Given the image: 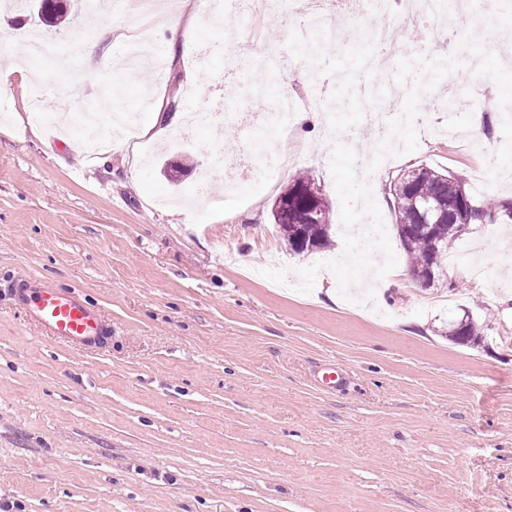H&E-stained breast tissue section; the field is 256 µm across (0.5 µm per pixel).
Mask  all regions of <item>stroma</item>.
Masks as SVG:
<instances>
[{"label": "stroma", "mask_w": 512, "mask_h": 512, "mask_svg": "<svg viewBox=\"0 0 512 512\" xmlns=\"http://www.w3.org/2000/svg\"><path fill=\"white\" fill-rule=\"evenodd\" d=\"M90 3L35 66L46 111L94 114L110 150H91L80 123L35 121L21 91L0 96V512H512V224L473 225L454 246L488 239L493 279L449 268L423 288L393 273L407 259L385 194L423 164L475 197H512L473 176L512 170V63L499 56L512 12L480 34L460 18L435 68L407 53L386 71L366 67L374 19L349 0L360 33L332 63L369 90L336 114L353 135L327 138L311 94L269 143L279 165L202 198V178L223 176L212 156L247 145L242 115L277 111L280 72L247 53L238 79L266 93L226 92L223 126L173 141L180 118L215 108L233 18L216 26L207 0H179L203 29L175 42L147 0ZM35 17L13 8L0 21V60L44 34ZM145 31L135 69L100 66ZM416 66L429 90L401 108L424 123L396 127L388 164L359 114L390 105L391 79ZM475 68L484 110H446L442 88L469 86ZM476 120L492 128L478 143ZM449 125L458 139L440 136ZM302 171L330 203L333 244L296 255L271 208ZM367 207L384 236L362 247L351 230ZM28 277L74 291L111 334L88 350L47 336L11 295ZM466 311L485 334L460 346L448 320Z\"/></svg>", "instance_id": "obj_1"}]
</instances>
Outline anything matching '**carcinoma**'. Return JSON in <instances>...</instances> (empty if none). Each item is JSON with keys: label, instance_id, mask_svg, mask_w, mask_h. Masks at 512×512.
I'll return each mask as SVG.
<instances>
[{"label": "carcinoma", "instance_id": "1", "mask_svg": "<svg viewBox=\"0 0 512 512\" xmlns=\"http://www.w3.org/2000/svg\"><path fill=\"white\" fill-rule=\"evenodd\" d=\"M314 178L306 173L297 174L294 185L299 191L288 196L285 209L272 213L274 224L280 236L288 243L292 251L301 246H312L317 250L331 246L330 236L331 209L326 197L307 195L308 187ZM393 197L394 228L411 226L417 228L411 244L403 248L412 272L423 276L433 273L439 276L443 272L448 252L459 240V224H471L476 219L486 224H511V199H477L466 187V179L446 170L427 165L418 168L414 180L407 181L402 174L389 187ZM456 193V217H442L437 223L426 226L421 224L419 200L423 197L448 196ZM483 338V328L469 313L448 325V340L455 343L477 342Z\"/></svg>", "mask_w": 512, "mask_h": 512}]
</instances>
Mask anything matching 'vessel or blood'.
Listing matches in <instances>:
<instances>
[{
    "mask_svg": "<svg viewBox=\"0 0 512 512\" xmlns=\"http://www.w3.org/2000/svg\"><path fill=\"white\" fill-rule=\"evenodd\" d=\"M14 297L47 335L68 346L93 347L106 334L100 315L66 289L25 279L18 282Z\"/></svg>",
    "mask_w": 512,
    "mask_h": 512,
    "instance_id": "vessel-or-blood-1",
    "label": "vessel or blood"
}]
</instances>
